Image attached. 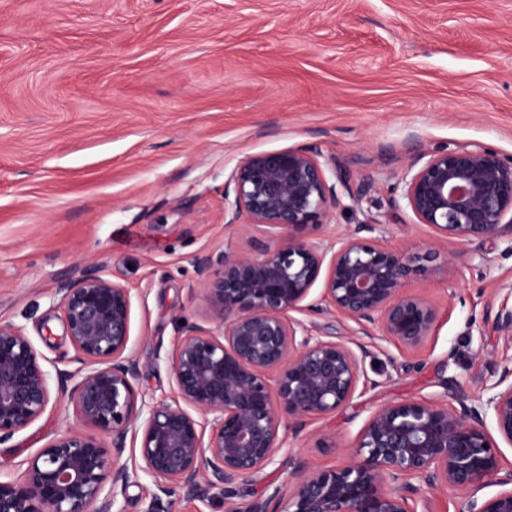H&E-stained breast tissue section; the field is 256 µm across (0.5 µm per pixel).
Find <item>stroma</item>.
I'll use <instances>...</instances> for the list:
<instances>
[{"label":"stroma","instance_id":"35a3bbf8","mask_svg":"<svg viewBox=\"0 0 512 512\" xmlns=\"http://www.w3.org/2000/svg\"><path fill=\"white\" fill-rule=\"evenodd\" d=\"M471 143L512 156V0H0V320L63 367L74 351L58 290L100 271L132 295L138 391L173 400L181 324L213 320L197 259L282 237L225 225L224 182L241 159L321 149L371 188L302 237L356 230L406 252L432 231L392 214L395 176L417 149ZM507 247L471 241L413 271L407 291L437 308L416 349L358 333L331 309L305 315L366 350L363 393L308 421L246 501L297 468L361 461L360 432L380 406L484 394L493 363L512 358L494 325L512 286ZM76 425L71 404L47 410L0 444V477L20 478ZM496 491L424 488L413 508L464 512L468 497Z\"/></svg>","mask_w":512,"mask_h":512}]
</instances>
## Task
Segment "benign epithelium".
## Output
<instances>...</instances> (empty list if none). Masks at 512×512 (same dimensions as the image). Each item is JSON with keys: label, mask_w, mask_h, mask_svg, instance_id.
Segmentation results:
<instances>
[{"label": "benign epithelium", "mask_w": 512, "mask_h": 512, "mask_svg": "<svg viewBox=\"0 0 512 512\" xmlns=\"http://www.w3.org/2000/svg\"><path fill=\"white\" fill-rule=\"evenodd\" d=\"M370 184L349 175L316 147L249 155L224 182L226 222L239 231L264 224L288 231L271 247L224 249L198 261L202 302L215 325L192 324L178 337L170 375L178 399L139 395V359L131 345L132 297L98 271L61 288L62 323L76 370L57 383L23 330L0 321V444L67 401L76 419L99 434L71 429L47 443L17 480H0V512H124L118 496L142 471L154 480L143 512H175V491L202 502L220 498L224 512H414L420 485L468 491L466 512H512V470L501 474L498 445L512 446V363L492 368L486 397L460 408L422 400L382 406L365 423L358 451L366 458L341 469L293 473L266 500L240 506L244 487L270 465L305 422L351 401L364 375L366 351L312 333L294 317L328 306L365 335L407 350L431 335L434 305L404 292L410 271L452 244L512 241V157L481 144L418 152L390 187L432 229L420 251L395 252L355 232L312 241L293 231L328 223L343 197L358 203ZM246 217L248 223L237 220ZM320 299L308 301L317 282ZM495 326L512 343V306ZM139 440L140 464L120 463L127 437Z\"/></svg>", "instance_id": "1"}]
</instances>
